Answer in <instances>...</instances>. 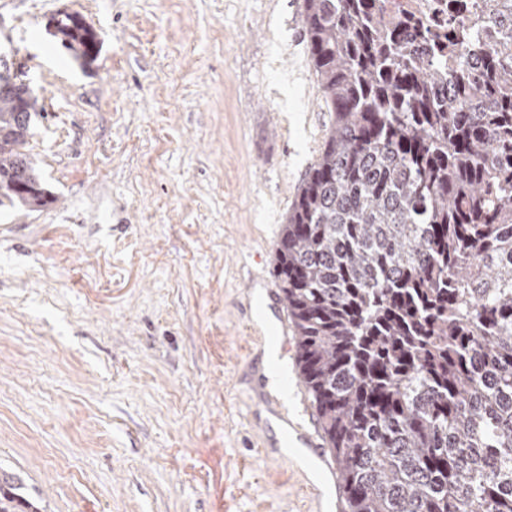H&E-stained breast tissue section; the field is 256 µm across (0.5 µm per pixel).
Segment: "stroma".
<instances>
[{
	"label": "stroma",
	"instance_id": "35a3bbf8",
	"mask_svg": "<svg viewBox=\"0 0 512 512\" xmlns=\"http://www.w3.org/2000/svg\"><path fill=\"white\" fill-rule=\"evenodd\" d=\"M300 3L0 0L55 196L0 209V468L40 512H340L279 440L317 428L273 272L328 123ZM56 28L62 46L67 50H75L84 59H90L97 52V33L77 15H64L57 21Z\"/></svg>",
	"mask_w": 512,
	"mask_h": 512
}]
</instances>
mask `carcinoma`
<instances>
[{"mask_svg": "<svg viewBox=\"0 0 512 512\" xmlns=\"http://www.w3.org/2000/svg\"><path fill=\"white\" fill-rule=\"evenodd\" d=\"M457 5L445 41L386 0L301 4L330 122L274 273L344 512H512V0ZM37 108L5 67L0 207L54 201ZM22 489L0 472V512H38Z\"/></svg>", "mask_w": 512, "mask_h": 512, "instance_id": "1", "label": "carcinoma"}]
</instances>
